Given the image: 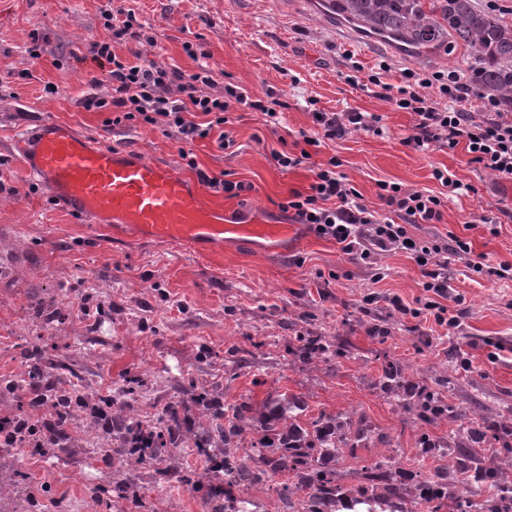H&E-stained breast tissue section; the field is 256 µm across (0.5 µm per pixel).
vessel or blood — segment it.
<instances>
[{
    "label": "vessel or blood",
    "mask_w": 512,
    "mask_h": 512,
    "mask_svg": "<svg viewBox=\"0 0 512 512\" xmlns=\"http://www.w3.org/2000/svg\"><path fill=\"white\" fill-rule=\"evenodd\" d=\"M18 150L26 174L68 211L140 239L201 248L249 240L272 253L290 235L284 224L228 223L223 208L207 206L174 168L135 150L91 145L62 123L47 121L24 134Z\"/></svg>",
    "instance_id": "vessel-or-blood-1"
}]
</instances>
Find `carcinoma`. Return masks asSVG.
I'll use <instances>...</instances> for the list:
<instances>
[{"label":"carcinoma","instance_id":"carcinoma-1","mask_svg":"<svg viewBox=\"0 0 512 512\" xmlns=\"http://www.w3.org/2000/svg\"><path fill=\"white\" fill-rule=\"evenodd\" d=\"M331 8L338 16L358 24L369 34L411 49L433 48L444 42L464 44L476 60L478 85L512 103V25L478 8L475 0H332ZM39 316L45 322H59L64 318V312L56 302L49 301L41 306ZM297 341L300 343L299 358L306 364L337 353L334 344L324 336H299ZM20 357L27 375L22 386L32 398L28 410L8 421L9 427L0 425V446L11 449L16 436L30 434L39 439L40 454L49 455L53 449L65 447L71 436L64 417L53 422L39 418L40 396L47 388L48 378L54 375L66 377L70 369L62 362L48 361L43 347L35 342L23 347ZM407 371L408 366L399 361L389 363L381 377L384 389L398 395L402 405L414 410L416 418L423 423L428 424L449 412L455 414L460 427L451 442L455 457L469 464L465 477L495 489V495L480 504L479 512H512V486L507 487L502 482L499 464L473 459L471 448L485 442L483 427L465 409L452 405L439 394L413 388ZM83 405L108 439L128 434L136 426L135 418L125 408L112 409L106 399L100 398L95 403L85 401ZM262 408L270 409L273 417L266 418L262 412L256 416L252 406L241 404L228 408L231 416L227 418L222 413L206 414L208 426L196 432L182 427L180 417L173 412L166 421L139 436L134 447L98 449L108 457L123 451L129 460L112 471L107 484L89 492L90 501L97 504L102 498L112 496L133 503L137 509L144 507L147 487L143 484L137 456L144 454L148 460L155 457L173 459L181 451L177 438L184 435L192 441L191 449L202 460L205 470L211 474L224 473L227 485L213 481L204 484L198 472L189 468L179 470V482L204 492L211 505L210 512H224L226 487L241 490L252 484L251 474L244 465L237 470L224 471V449L239 442L248 431L256 436L255 449L269 453L264 459L268 476L273 478L289 473L295 478L291 483H278L275 488L278 495L288 496L308 489L317 503V512H336L338 507L345 508V503L336 501L333 469L325 463L330 453L321 448L315 455L309 452L311 433L293 421L294 402L285 399L276 402L269 398ZM460 486L459 498L451 500L450 504L439 499L426 503L423 509L440 512L446 507L448 512H459L467 492L465 483ZM10 487L23 494L19 498L18 512L35 508L25 473L14 472Z\"/></svg>","mask_w":512,"mask_h":512}]
</instances>
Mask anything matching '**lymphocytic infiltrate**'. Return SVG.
Segmentation results:
<instances>
[{
	"label": "lymphocytic infiltrate",
	"mask_w": 512,
	"mask_h": 512,
	"mask_svg": "<svg viewBox=\"0 0 512 512\" xmlns=\"http://www.w3.org/2000/svg\"><path fill=\"white\" fill-rule=\"evenodd\" d=\"M101 16L112 36L92 43L90 51L109 66L112 96L94 102L96 108L111 111L109 126L143 124L175 133L186 146L181 157L193 169L197 162L191 147L196 141L215 138L224 151L234 146V139L224 127L236 106H249L265 115L269 123H276L273 107L250 99L237 85L225 84L219 96L210 93L214 71L203 45L189 51L197 63L196 72L191 74L175 66L155 64L138 51L122 57L115 50L116 43L144 40L141 24L133 10L122 7L105 6ZM402 77L404 83L392 102L417 117L415 132L406 138V145L419 150L433 144L452 149L462 146L473 163L501 178L512 179V117L500 112L496 97L464 81L453 70L421 73L406 69ZM472 96L483 102L488 110L486 117L477 118L467 108ZM340 165V159L334 156L320 164L308 191L293 193L282 203V210L292 212L296 223L308 225L319 236L336 240L345 253H359L361 259L397 249L411 254L426 277L425 308L438 324L454 325L457 317L446 304L450 297L448 276L439 270L440 256L471 254L472 245L455 235L446 244L430 245L412 239L407 230L411 224L440 222L441 198L397 183H380V199L396 213L395 218L380 219L340 174Z\"/></svg>",
	"instance_id": "1"
}]
</instances>
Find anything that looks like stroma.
Segmentation results:
<instances>
[{
	"mask_svg": "<svg viewBox=\"0 0 512 512\" xmlns=\"http://www.w3.org/2000/svg\"><path fill=\"white\" fill-rule=\"evenodd\" d=\"M324 0H129L153 44L117 46L119 55L140 51L147 59L182 72L196 63L184 43L202 35L216 83L244 88L274 103L277 125L240 107L227 132L233 151L213 140L193 147L197 169L180 156L181 141L160 130L106 127L107 112L85 108L87 99L112 93L107 70L89 52L107 38L100 10L106 0H0V376L21 370L18 348L39 338L49 357L68 358L94 391L143 378L141 411L183 402L188 382L212 390L211 410L255 406L287 396L300 405L305 427L322 415L362 418L379 437L355 453H342L337 469L356 475L374 455L390 450L408 473L428 474L434 464L419 453L422 433L447 437L457 426L446 416L422 424L379 385L385 365L407 364L417 385L441 391L479 422L512 419V179L471 163L464 147L405 145L416 117L396 108L368 75L389 64L383 83L399 86L400 73L454 70L468 75L474 61L465 46L440 45L412 52L367 36ZM45 38L31 58L33 35ZM380 72V71H379ZM56 93H46V84ZM315 107H307L308 97ZM364 112L378 116L370 130L324 139L313 111ZM69 124L98 146L126 145L174 167L190 181L198 171L244 183L231 197L208 186L206 203L240 220L257 212L293 226L285 253L262 254L248 245H225L199 253L170 242L146 241L86 222L54 202L47 189L22 169L14 150L18 135L36 123ZM320 139L310 160L283 170L271 157L280 140ZM338 157L341 173L381 216L390 209L378 198V182L442 191L437 169L462 184L447 195L437 224H412L409 233L441 243L454 234L472 243L469 261L450 259L448 284L463 298L455 326L402 314L400 299L415 306L424 297L423 274L408 254L381 251L366 261L344 254L335 240L293 224L281 210L293 192L307 191L318 164ZM493 225L483 224V217ZM481 263V271L468 262ZM373 303H366L367 295ZM65 309L59 324L36 316L41 300ZM104 300L108 316L92 322L87 300ZM332 338L341 356L313 367L295 355L299 335ZM39 491L38 512H86L90 489L112 471L111 460L79 447L63 457H28L20 466ZM203 500L168 484L153 493L144 512H203Z\"/></svg>",
	"mask_w": 512,
	"mask_h": 512,
	"instance_id": "1",
	"label": "stroma"
}]
</instances>
